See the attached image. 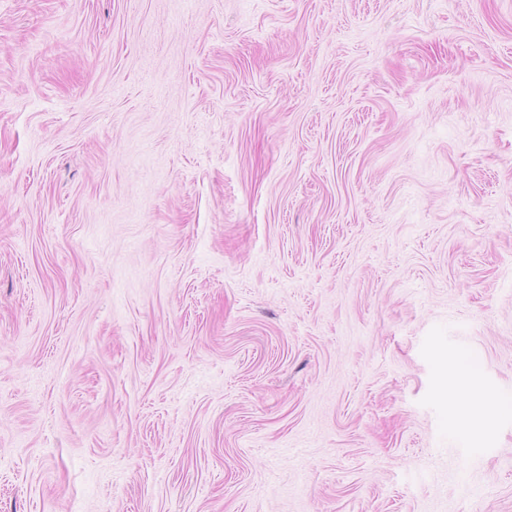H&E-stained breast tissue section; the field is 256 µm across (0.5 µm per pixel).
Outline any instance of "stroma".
Instances as JSON below:
<instances>
[{
  "instance_id": "obj_1",
  "label": "stroma",
  "mask_w": 512,
  "mask_h": 512,
  "mask_svg": "<svg viewBox=\"0 0 512 512\" xmlns=\"http://www.w3.org/2000/svg\"><path fill=\"white\" fill-rule=\"evenodd\" d=\"M510 392L512 0H0V512H512Z\"/></svg>"
}]
</instances>
